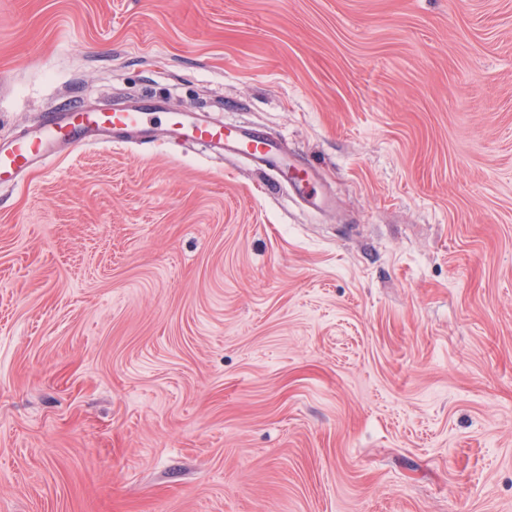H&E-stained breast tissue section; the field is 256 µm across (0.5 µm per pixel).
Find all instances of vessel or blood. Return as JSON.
Returning a JSON list of instances; mask_svg holds the SVG:
<instances>
[{"label": "vessel or blood", "instance_id": "obj_1", "mask_svg": "<svg viewBox=\"0 0 512 512\" xmlns=\"http://www.w3.org/2000/svg\"><path fill=\"white\" fill-rule=\"evenodd\" d=\"M168 113L164 130L168 141L199 144L217 152L238 155L257 165L278 167L283 148L266 132L229 129L209 115L184 110L167 112L162 100H141L121 109L98 112L80 104L46 113L41 123L0 144V187L18 185L33 167H48L63 151L78 146L119 143L148 144L156 139L152 124L155 114Z\"/></svg>", "mask_w": 512, "mask_h": 512}]
</instances>
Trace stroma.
<instances>
[{
  "instance_id": "obj_1",
  "label": "stroma",
  "mask_w": 512,
  "mask_h": 512,
  "mask_svg": "<svg viewBox=\"0 0 512 512\" xmlns=\"http://www.w3.org/2000/svg\"><path fill=\"white\" fill-rule=\"evenodd\" d=\"M260 127L0 188V512H512V0H0V142ZM156 113L169 115L163 129L169 143L208 146L219 153L247 157L266 169L280 163L283 148L268 133L229 130L204 112L167 111L165 100H141L108 112L89 110L76 102L47 112L39 125L6 144L0 143V187L18 185L30 168L48 167L58 154L74 147L152 143L157 128L151 123Z\"/></svg>"
}]
</instances>
